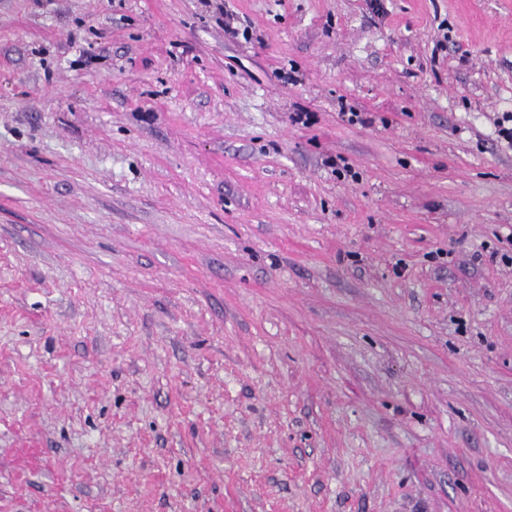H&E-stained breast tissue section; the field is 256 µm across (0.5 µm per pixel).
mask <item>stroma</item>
Here are the masks:
<instances>
[{"label": "stroma", "mask_w": 512, "mask_h": 512, "mask_svg": "<svg viewBox=\"0 0 512 512\" xmlns=\"http://www.w3.org/2000/svg\"><path fill=\"white\" fill-rule=\"evenodd\" d=\"M506 112L512 0H0V512H512Z\"/></svg>", "instance_id": "obj_1"}]
</instances>
